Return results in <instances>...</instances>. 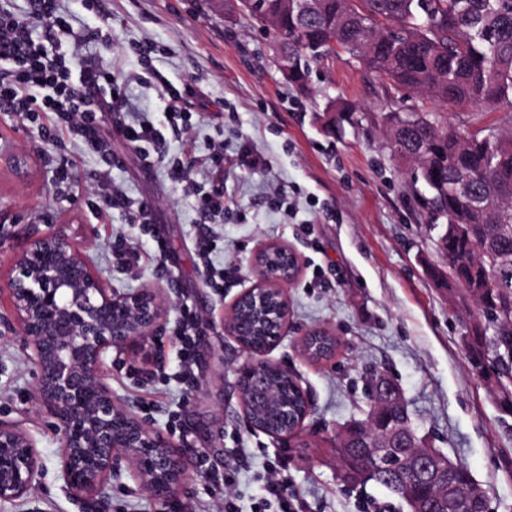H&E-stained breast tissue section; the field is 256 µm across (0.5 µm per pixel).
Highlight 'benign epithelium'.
<instances>
[{
    "label": "benign epithelium",
    "instance_id": "7a95c632",
    "mask_svg": "<svg viewBox=\"0 0 512 512\" xmlns=\"http://www.w3.org/2000/svg\"><path fill=\"white\" fill-rule=\"evenodd\" d=\"M438 245L448 259L445 281L454 286L460 285L470 254L477 253L485 268L497 258L478 224L451 225ZM268 251L291 257L290 272L272 273L262 266V255ZM251 265L258 282L235 297L224 322L227 335L249 352L237 369L238 399L245 415L269 397V371L289 374L265 354L288 323L284 286L294 283L300 272L294 250L277 244L256 251ZM467 288L473 299L490 297L485 275L473 278ZM7 290L15 320L39 369L35 397L56 420L62 437L59 474L66 489L77 498L94 496L112 479L116 465L125 461L143 492L163 505L168 503L186 477L184 457L119 403L100 373L106 350L133 343L160 327L162 311L156 291L113 293L104 287L80 247L51 231L34 234L23 250L12 254ZM268 296L278 301L275 316L269 318L278 330L260 343L246 344L242 337L249 335V328L235 320L236 312ZM371 388L385 404H395L402 411L398 416L385 414L374 428L358 421L342 433L343 457L354 461L363 456L361 465L344 469V478L383 463L410 512H429L428 501L418 493L423 485L437 489L434 502L442 512H455L460 486L451 475L448 456L431 447L416 449L415 434L405 422V405L388 375L372 378ZM308 414L304 410L292 429L285 425L261 432L285 441L303 427ZM371 428L379 434L372 441L365 438ZM42 472L33 440L18 426L0 421V500L23 497L39 483Z\"/></svg>",
    "mask_w": 512,
    "mask_h": 512
}]
</instances>
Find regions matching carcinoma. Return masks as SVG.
Listing matches in <instances>:
<instances>
[{
	"label": "carcinoma",
	"instance_id": "cac0c4a2",
	"mask_svg": "<svg viewBox=\"0 0 512 512\" xmlns=\"http://www.w3.org/2000/svg\"><path fill=\"white\" fill-rule=\"evenodd\" d=\"M312 20L296 30L279 18L277 48L300 59V70L288 83H305L310 62L321 58L309 48L323 38L355 58L365 70L389 84L445 102L496 106L512 103V0H309ZM413 122L388 131L392 154L415 164V182L432 179L451 186L463 180L474 192L512 196V133L482 145L474 136L441 124L439 117L412 113ZM427 209L432 222L479 224L500 257L487 272L492 284L506 285L497 300H512V210L497 204L471 210L462 200L431 194ZM512 348V326L469 351L484 362L471 361L476 372L493 378L512 372L500 356ZM273 384L281 395L303 405L299 391L284 387V375Z\"/></svg>",
	"mask_w": 512,
	"mask_h": 512
}]
</instances>
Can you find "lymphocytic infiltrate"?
<instances>
[{"instance_id": "f902f5d3", "label": "lymphocytic infiltrate", "mask_w": 512, "mask_h": 512, "mask_svg": "<svg viewBox=\"0 0 512 512\" xmlns=\"http://www.w3.org/2000/svg\"><path fill=\"white\" fill-rule=\"evenodd\" d=\"M62 0H31L26 13L0 7V60L8 64L0 74V112L16 124L37 126L43 135L58 133L77 141L82 152L94 155L102 170L86 195V205L98 215L120 208L128 211L134 224L151 221L147 205L133 202L113 183L110 165L112 146L101 132L100 118L111 113L112 126L126 145L135 149L144 163L165 143L166 131L190 132L194 113L206 110L197 100L190 81L174 85L162 72L150 66L155 46L150 42L132 46V53L166 94L168 116L165 126L134 115L125 92V79L115 67L104 64L75 66L83 48L92 43H112V16L104 0H84L88 11L98 14L100 24L74 32ZM170 180L182 185L202 220L212 221L224 213V144L212 143L194 166L175 160L168 164ZM178 340V367L190 377L196 358V338L202 335V321L191 307H182L174 324ZM262 502L256 512H312L305 497L292 487L287 468L267 476Z\"/></svg>"}]
</instances>
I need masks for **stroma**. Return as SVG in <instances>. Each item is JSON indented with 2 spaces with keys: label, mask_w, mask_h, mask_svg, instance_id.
<instances>
[{
  "label": "stroma",
  "mask_w": 512,
  "mask_h": 512,
  "mask_svg": "<svg viewBox=\"0 0 512 512\" xmlns=\"http://www.w3.org/2000/svg\"><path fill=\"white\" fill-rule=\"evenodd\" d=\"M112 44L90 49L92 60L140 70L133 44L149 40L160 51L152 65L171 80H194L212 110L224 113L216 132L193 117L190 135L167 136L164 158L144 165L139 154L113 140L119 162L113 182L133 201L152 208V221L132 224L126 213L101 218L84 194L100 170L69 138L46 141L0 112V269L31 234L47 229L80 243L106 287L119 294L159 291L166 310L159 331L104 352L100 371L113 396L133 409L180 451L189 477L179 488L183 512H222L224 492L210 486L201 468L223 469L230 448L256 454L239 475L235 496L242 512L257 502L268 467L287 464L294 489L313 512H361L363 498L407 512L385 487L343 483L335 442L344 426L366 417L365 384L388 374L397 384L419 435L464 465L485 490L490 512H512V416L504 417L490 381L470 363L465 335L474 301L448 291L431 269L447 270L428 214L413 187L411 166L389 150L384 115L393 110L441 115L452 128L486 135L512 132V108L448 105L434 97L390 86L340 51L314 63L306 87L285 83L272 50L274 33L249 18L228 15L224 0H112ZM350 105L333 119L330 102ZM224 138V248L213 254L224 267V287L209 285L194 241L201 230L190 197L166 175L168 158L192 164L210 140ZM250 147L263 166H243ZM76 162L72 189L54 192L51 165ZM288 194L287 209L269 205L275 189ZM123 235L148 246L166 240L167 273L143 261L134 273L112 265V243ZM293 248L301 262L286 289L287 330L266 354L288 367L310 397L303 429L289 442L248 429L236 390L237 366L247 354L222 327L233 299L257 281L250 259L262 245ZM207 329L197 340L193 384L180 383L172 334L182 306ZM325 330L338 340L326 360L303 350L307 333ZM38 368L0 295V421L32 437L44 472L31 492L0 501V512H164L142 492L128 467L94 497H73L58 473L61 438L54 419L37 403Z\"/></svg>",
  "instance_id": "stroma-1"
}]
</instances>
